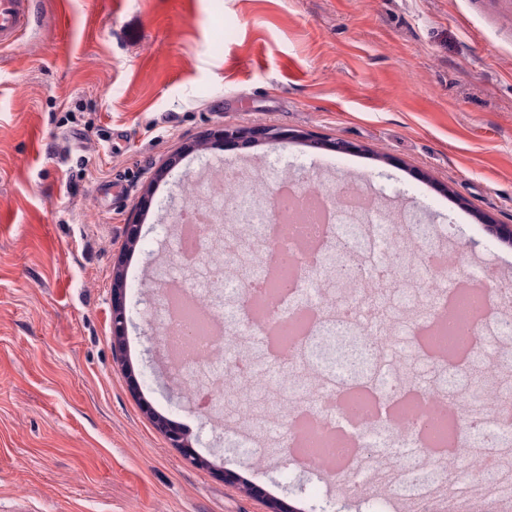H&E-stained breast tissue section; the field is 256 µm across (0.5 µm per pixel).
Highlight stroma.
<instances>
[{"instance_id":"obj_1","label":"stroma","mask_w":512,"mask_h":512,"mask_svg":"<svg viewBox=\"0 0 512 512\" xmlns=\"http://www.w3.org/2000/svg\"><path fill=\"white\" fill-rule=\"evenodd\" d=\"M264 126L290 137H213ZM218 169L267 194L348 182L444 230L451 282L512 290V0H33L0 49V512L408 508L286 458L274 381L217 419L170 380L148 324L167 204Z\"/></svg>"}]
</instances>
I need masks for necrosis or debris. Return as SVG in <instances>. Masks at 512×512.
Segmentation results:
<instances>
[{
  "instance_id": "necrosis-or-debris-1",
  "label": "necrosis or debris",
  "mask_w": 512,
  "mask_h": 512,
  "mask_svg": "<svg viewBox=\"0 0 512 512\" xmlns=\"http://www.w3.org/2000/svg\"><path fill=\"white\" fill-rule=\"evenodd\" d=\"M208 186L209 199L185 206L171 227L178 264L164 279L160 309L154 317L164 347L174 357L172 380L203 392L207 410H223L226 402L239 398L238 391L225 387V380L242 367L255 369L260 362L280 358L265 344L260 356L242 359L236 351V335L264 337L270 320L293 325L296 352L308 353L336 378L314 385L312 405H294L282 416L288 430L286 447H296L300 435L311 433L329 442L339 468L366 475L371 456L366 436L381 428L395 429L413 444L402 470L416 493L414 512H429L426 492L438 482L431 459L471 445L478 437L485 446L484 465L469 466L464 477L449 478L448 486L459 496L476 490L511 498L512 483L503 480L502 457L512 445V402H501L489 427L477 436L471 429L472 415L488 394L485 387L474 385L471 403L445 406L435 415L429 411L432 395L418 381L425 370L437 369L444 384L457 386L484 360L490 327H497L502 338H512V320L500 315L501 290L473 282L480 297V319L473 324L448 320L446 313L456 295L441 286L448 278V264L435 246L439 233L432 225L416 224L413 257L402 266L385 264L376 270L396 306L410 305L414 298L413 292L402 288L404 278L431 280L426 316L397 332L379 329L368 305L352 296L347 300V317L327 320L322 304L307 297L305 282L312 276L330 278L336 268L334 241L363 257L370 249L371 239L353 218L355 188L345 183L333 192L305 190L284 177L270 211L255 192L237 188L235 181L212 180ZM228 223L243 230L233 250L224 247ZM244 252L249 255L248 266L238 279L236 307L228 314L223 305L224 278L238 266ZM175 294L199 303L211 322L207 334H198L177 315L171 303ZM436 327L464 335L462 357L438 356L424 342L425 332Z\"/></svg>"
}]
</instances>
